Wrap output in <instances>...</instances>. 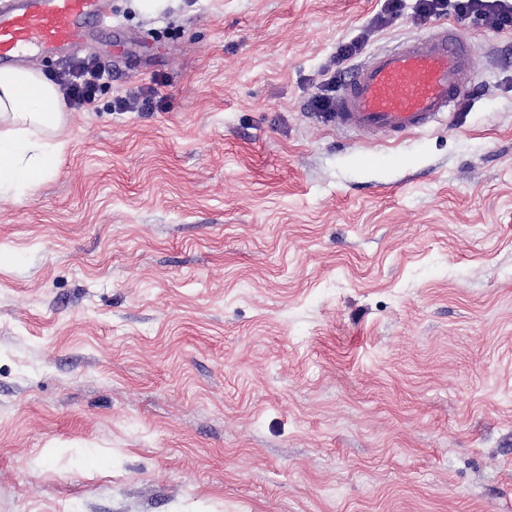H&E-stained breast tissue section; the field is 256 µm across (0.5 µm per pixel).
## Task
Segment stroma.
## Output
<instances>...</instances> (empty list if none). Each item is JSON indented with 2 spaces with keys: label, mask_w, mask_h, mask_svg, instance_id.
<instances>
[{
  "label": "stroma",
  "mask_w": 512,
  "mask_h": 512,
  "mask_svg": "<svg viewBox=\"0 0 512 512\" xmlns=\"http://www.w3.org/2000/svg\"><path fill=\"white\" fill-rule=\"evenodd\" d=\"M416 7L112 0L0 197V512H512V27ZM439 24L474 52L432 127L310 111ZM107 76L105 68L95 60H86L68 71L53 76L66 103L81 108L95 100V96ZM154 99L155 96L151 93L148 95L136 93L125 97H120L115 101L114 111L132 112L134 110L144 112L153 110L156 105L158 107L161 106V101H155L154 104Z\"/></svg>",
  "instance_id": "1"
}]
</instances>
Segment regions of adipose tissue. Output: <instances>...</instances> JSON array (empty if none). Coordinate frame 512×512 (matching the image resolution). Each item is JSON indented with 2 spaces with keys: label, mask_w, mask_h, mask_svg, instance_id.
Listing matches in <instances>:
<instances>
[{
  "label": "adipose tissue",
  "mask_w": 512,
  "mask_h": 512,
  "mask_svg": "<svg viewBox=\"0 0 512 512\" xmlns=\"http://www.w3.org/2000/svg\"><path fill=\"white\" fill-rule=\"evenodd\" d=\"M65 106L41 72L0 70V196L34 187L55 169Z\"/></svg>",
  "instance_id": "ef3b65f1"
}]
</instances>
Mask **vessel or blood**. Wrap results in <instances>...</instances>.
<instances>
[{
  "label": "vessel or blood",
  "mask_w": 512,
  "mask_h": 512,
  "mask_svg": "<svg viewBox=\"0 0 512 512\" xmlns=\"http://www.w3.org/2000/svg\"><path fill=\"white\" fill-rule=\"evenodd\" d=\"M110 0H0V67L82 47L108 28ZM472 43L452 28L418 34L348 71L336 125L403 134L430 127L461 94Z\"/></svg>",
  "instance_id": "obj_1"
}]
</instances>
